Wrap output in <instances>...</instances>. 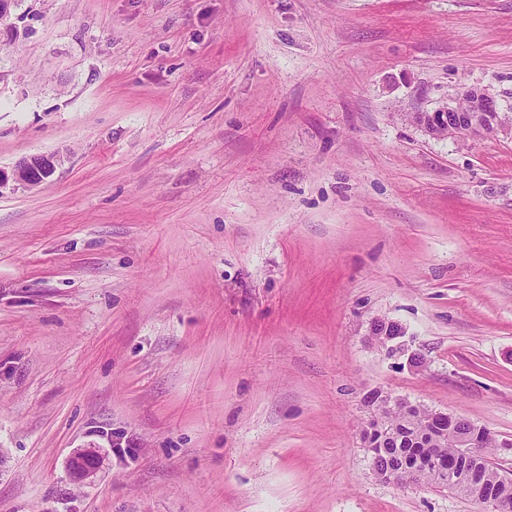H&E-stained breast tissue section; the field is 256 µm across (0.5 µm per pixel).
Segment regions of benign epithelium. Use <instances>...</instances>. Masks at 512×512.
Listing matches in <instances>:
<instances>
[{"mask_svg":"<svg viewBox=\"0 0 512 512\" xmlns=\"http://www.w3.org/2000/svg\"><path fill=\"white\" fill-rule=\"evenodd\" d=\"M470 92L472 102L469 108L464 110L455 106H442L429 115V120L425 123V130L434 136L436 131L445 129L447 130L446 136L451 138L455 135L456 125L465 122L466 112L469 111L485 113V120L469 125L470 136L480 137L499 133L512 136V125L504 124L499 119L500 106L496 96L481 87H472ZM61 161L62 157L54 153L35 155L21 159L9 171L0 168V189L11 181L29 187L38 186L53 173ZM383 336H385V347L388 352L392 354L406 353L408 354L407 361L412 365L416 364L418 354L409 352L401 331L392 333L387 328L383 331ZM374 437L384 445L386 441L395 439L396 435L386 432L380 427L379 422L372 418L362 429V440L366 447H374V443L371 442ZM98 465L97 453L93 450H85L74 457L72 469L78 479L85 480L95 473ZM371 469L376 477L384 481H397L401 477L416 482L421 480L416 470L406 469L405 457L401 453L387 457L383 464L379 463L376 458H371ZM457 479L468 481L470 494L474 501L478 503L485 501L488 490L482 481L474 477L472 472L464 469Z\"/></svg>","mask_w":512,"mask_h":512,"instance_id":"7a95c632","label":"benign epithelium"}]
</instances>
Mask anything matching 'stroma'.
<instances>
[{
  "instance_id": "stroma-1",
  "label": "stroma",
  "mask_w": 512,
  "mask_h": 512,
  "mask_svg": "<svg viewBox=\"0 0 512 512\" xmlns=\"http://www.w3.org/2000/svg\"><path fill=\"white\" fill-rule=\"evenodd\" d=\"M0 31V168L64 157L0 189V512H485L379 480L360 431L376 388L512 473V140L409 118L512 108V0H15ZM472 102L467 109H459L456 106H442L429 115V120L425 123V130L432 136H436V131L445 129V137H454L455 130L459 137L467 135L469 127L470 137H480L483 135L499 134L510 135L512 138V125L503 124L499 119L500 106L496 96L490 94L485 88L471 87ZM466 112H474L472 118L482 120L481 112H485V120L482 122H471L470 125L462 124L456 128V125L465 122ZM61 161L59 154L35 155L18 161L10 172L0 168V189L10 181L29 187L38 186L53 173ZM99 465V457L94 450L78 453L72 462V469L79 480L90 478Z\"/></svg>"
}]
</instances>
